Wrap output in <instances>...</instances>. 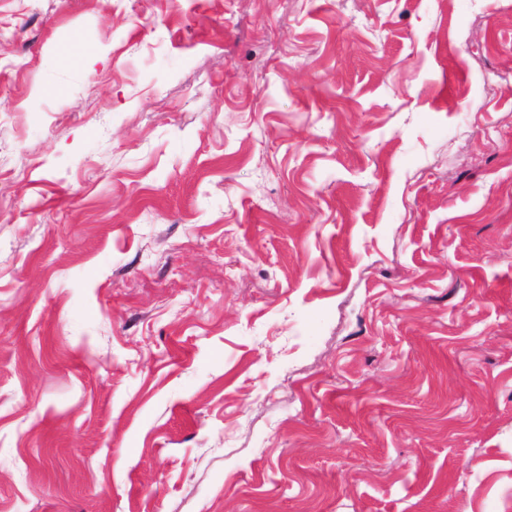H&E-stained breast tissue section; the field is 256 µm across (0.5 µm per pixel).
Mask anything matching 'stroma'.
Listing matches in <instances>:
<instances>
[{
	"mask_svg": "<svg viewBox=\"0 0 512 512\" xmlns=\"http://www.w3.org/2000/svg\"><path fill=\"white\" fill-rule=\"evenodd\" d=\"M0 512H512V0H0Z\"/></svg>",
	"mask_w": 512,
	"mask_h": 512,
	"instance_id": "stroma-1",
	"label": "stroma"
}]
</instances>
